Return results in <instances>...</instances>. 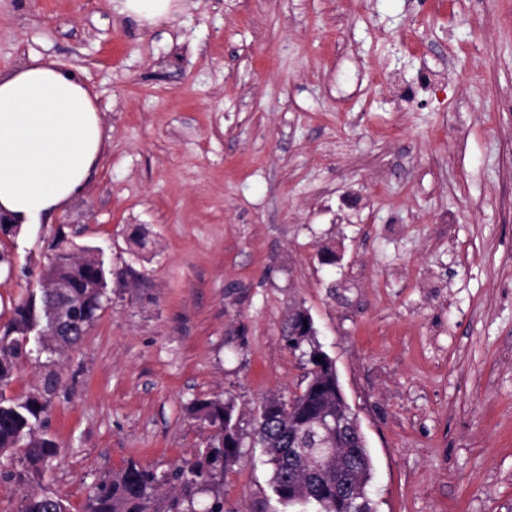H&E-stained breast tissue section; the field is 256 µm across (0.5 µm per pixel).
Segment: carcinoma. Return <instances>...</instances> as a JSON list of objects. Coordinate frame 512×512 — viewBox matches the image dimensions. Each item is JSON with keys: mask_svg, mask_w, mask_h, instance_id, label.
Wrapping results in <instances>:
<instances>
[{"mask_svg": "<svg viewBox=\"0 0 512 512\" xmlns=\"http://www.w3.org/2000/svg\"><path fill=\"white\" fill-rule=\"evenodd\" d=\"M42 278L68 283L69 291L78 300L73 310L75 318L94 323L108 287L104 262H70L63 257L47 267ZM53 316V299L47 289L40 288L15 308L8 323L0 326V458H9L10 469L3 472L6 478L22 481L30 474L41 475L54 467L59 455L58 444L42 431L58 380L53 355L77 345L82 337L49 336L38 342V337L32 335L33 326L46 327ZM284 336L288 348L312 369L301 394L289 400L267 398L252 423L250 447L261 449L271 465L273 494L286 504L310 506L312 512H374L372 500L364 490L370 479L371 458L363 440L346 425L352 412L341 397L333 361L323 356L321 344L311 330L303 329L295 310ZM34 354L46 355L43 367L48 372L42 388L23 400L6 398L3 389ZM317 356L321 360H315ZM189 412L214 430L202 457L183 463L172 473L132 460L91 488L83 512H224L220 477L238 462L243 448L235 402L220 397L198 400ZM317 424L324 425L331 447L342 450V460L337 466L320 468L307 481L302 470L318 463L324 443L314 440L316 448L307 457L300 453V440L303 429ZM173 480L180 483L183 494L159 505L156 492ZM201 496L210 499L202 511L198 510ZM20 512L70 509L63 499L43 489L26 494Z\"/></svg>", "mask_w": 512, "mask_h": 512, "instance_id": "cac0c4a2", "label": "carcinoma"}]
</instances>
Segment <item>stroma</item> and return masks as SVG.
Masks as SVG:
<instances>
[{"mask_svg":"<svg viewBox=\"0 0 512 512\" xmlns=\"http://www.w3.org/2000/svg\"><path fill=\"white\" fill-rule=\"evenodd\" d=\"M34 58L91 87L112 145L63 212L0 227V325L56 244L110 275L56 357L59 462L0 479V512L44 487L83 512L129 461L195 459L197 399L250 431L308 382L298 306L376 512H512V0H187L150 29L110 0H0V73ZM270 477L243 447L224 512H301Z\"/></svg>","mask_w":512,"mask_h":512,"instance_id":"35a3bbf8","label":"stroma"}]
</instances>
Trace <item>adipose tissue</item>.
<instances>
[{"instance_id":"ef3b65f1","label":"adipose tissue","mask_w":512,"mask_h":512,"mask_svg":"<svg viewBox=\"0 0 512 512\" xmlns=\"http://www.w3.org/2000/svg\"><path fill=\"white\" fill-rule=\"evenodd\" d=\"M115 11L153 27L181 0H113ZM111 136L92 96L58 61L0 75V216L25 227L63 211L84 190Z\"/></svg>"}]
</instances>
